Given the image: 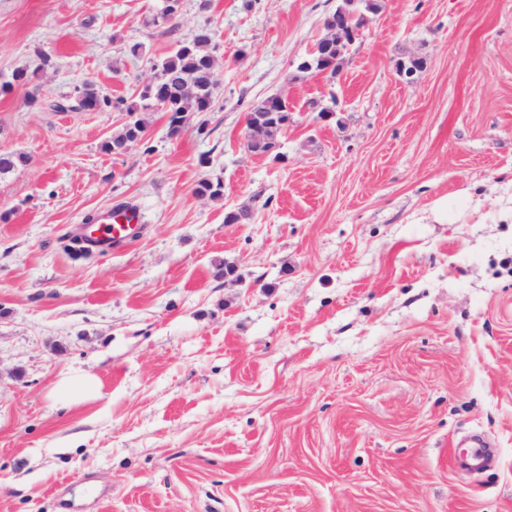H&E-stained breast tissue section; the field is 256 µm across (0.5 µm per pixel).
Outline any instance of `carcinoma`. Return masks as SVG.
Segmentation results:
<instances>
[{"label": "carcinoma", "instance_id": "1", "mask_svg": "<svg viewBox=\"0 0 512 512\" xmlns=\"http://www.w3.org/2000/svg\"><path fill=\"white\" fill-rule=\"evenodd\" d=\"M350 10L356 12L352 18L354 25L361 27L366 23L365 13L379 10L377 0H358ZM216 47L215 32L205 25L197 29L189 40L177 42L172 52L155 64L156 82L139 94V103L126 108L129 114L149 112L156 109L169 114V125L176 132L192 115L209 112L213 103L215 85L211 84L205 71L210 50ZM182 76L193 80L198 85V92L193 96H180L174 92L171 79ZM79 105L85 110H98L109 105V100L100 95L91 82H87L79 91ZM282 118L275 105L266 104L262 99L252 104L247 113L246 126L258 135L263 126ZM144 134L143 121L136 119L125 125L123 132L105 144L111 153H119L122 147L139 139ZM28 162L23 153L0 154V177L14 168Z\"/></svg>", "mask_w": 512, "mask_h": 512}]
</instances>
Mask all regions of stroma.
<instances>
[{
    "mask_svg": "<svg viewBox=\"0 0 512 512\" xmlns=\"http://www.w3.org/2000/svg\"><path fill=\"white\" fill-rule=\"evenodd\" d=\"M340 2L182 0L165 34L163 0H0V77L33 75L0 94L29 158L0 178V512H512V0H380L338 75H297ZM206 22L211 111L107 152ZM273 94L279 160L244 147ZM124 205L138 236L67 251ZM72 369L98 398H52ZM269 97H266L256 103H253L247 113L246 126L248 129H253V133L260 135V130L263 126L280 120L285 112H277L275 103L267 105L266 101ZM461 207L460 196H444L436 200L432 207L433 219L439 224L456 223Z\"/></svg>",
    "mask_w": 512,
    "mask_h": 512,
    "instance_id": "1",
    "label": "stroma"
}]
</instances>
